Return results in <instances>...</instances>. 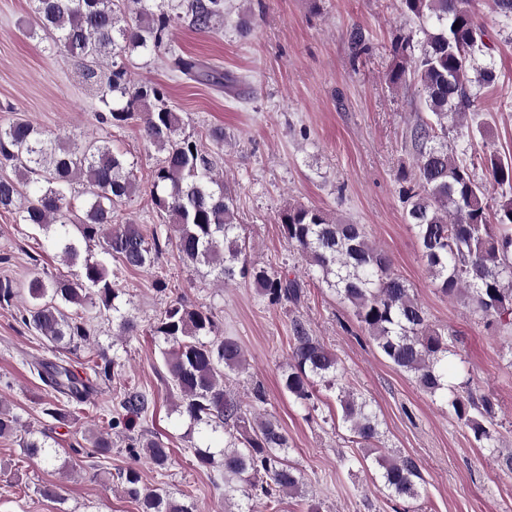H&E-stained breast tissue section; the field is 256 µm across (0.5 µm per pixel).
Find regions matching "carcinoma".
Returning a JSON list of instances; mask_svg holds the SVG:
<instances>
[{
  "label": "carcinoma",
  "instance_id": "carcinoma-1",
  "mask_svg": "<svg viewBox=\"0 0 512 512\" xmlns=\"http://www.w3.org/2000/svg\"><path fill=\"white\" fill-rule=\"evenodd\" d=\"M35 27L50 35L55 51L78 59L85 80L96 88L104 111L99 122L121 127L142 116L149 142L164 154L153 173L151 197L170 223L149 229L139 224H116L115 204L137 191L134 164L106 140L89 139L73 146L49 138L30 121L17 118L0 126V164L14 167L16 178H0V210L14 211L20 224L45 231L56 226L62 254L69 261L78 246L68 226L86 241H96L104 259L85 262L73 280H49L33 274L28 299L19 311L27 330L49 342L85 346L93 344L84 318L66 312L85 300L112 312L119 338L135 336L138 324L119 303L122 269L154 266L162 251L174 246L183 262L209 268L215 282L227 285L248 279L271 304L297 306L306 295L298 276L254 265L246 238L237 224L236 200L216 174L215 157L197 141L178 135L181 118L165 104L162 88L134 84L121 57L135 51L158 53L172 22L185 17L198 30L213 28L224 17V0H184L173 12L152 0H33ZM404 14L416 20L424 38L414 45L411 35L391 43L394 67L387 75L398 85L412 72L429 119H420L406 132L414 153L408 185L402 188L405 219L414 230L420 256L431 279L448 297L463 296L468 306L489 326L512 331V201L490 210L484 203L486 184L512 189V161L496 154L457 157L448 147V134L457 129L473 103L472 87L489 86L496 79L493 64L471 77L470 61L487 54L480 27L469 0H400ZM355 55L369 50L359 28L349 33ZM174 69L196 81L217 83L220 75L194 60L176 56ZM484 170V179L477 169ZM42 185L23 196L31 176ZM83 187L84 217L71 220L73 185ZM25 202H19V199ZM288 245L308 266V275L324 283L348 302L361 327L385 358L411 375L432 397L442 399L456 419L468 427L478 447L485 448L501 471L512 474V449L499 448L500 425L496 404L465 381L448 385V353L452 335L432 326L412 288L392 272L389 255L376 247L361 224L333 220L317 207L294 206L280 214ZM118 262L111 269L107 258ZM151 335L163 340L162 350L169 381L178 390L175 411L193 428L224 432L220 450L224 467V500H252L262 496L270 512H280L285 497L304 495L301 472L289 459L288 436L277 420L257 411L266 403L261 386L244 400L226 386L233 373L246 369V359L233 336L214 334L213 316L187 305L181 297L170 301ZM291 354L282 375L283 388L307 410L315 409L317 387L338 390L342 421L363 448H380V422L369 402L340 383L339 362L315 336L309 324L295 316L290 321ZM94 375L111 380L122 367L118 354H98ZM54 396L46 400L44 414L59 423L72 417L70 407L90 401L92 381L69 367L41 360L32 364ZM154 403L151 394L126 387L120 400L122 413L112 418V428L131 430ZM23 428L10 409L0 406V435ZM91 453L112 450L110 434L88 438ZM27 456L53 464L57 450L47 441L23 439ZM130 458L149 459L155 469H167L170 451L156 435L131 436L125 448ZM380 468V488L395 499L418 496L421 479L416 461L409 456L375 457ZM125 494L139 502L141 512H196L194 503L170 491L142 484L140 472L128 469L121 476Z\"/></svg>",
  "mask_w": 512,
  "mask_h": 512
}]
</instances>
